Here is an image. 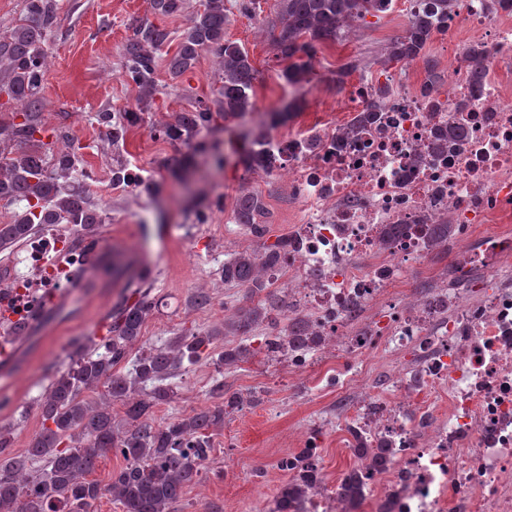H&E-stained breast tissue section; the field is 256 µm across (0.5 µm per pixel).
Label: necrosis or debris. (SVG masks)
Returning a JSON list of instances; mask_svg holds the SVG:
<instances>
[{
  "label": "necrosis or debris",
  "mask_w": 512,
  "mask_h": 512,
  "mask_svg": "<svg viewBox=\"0 0 512 512\" xmlns=\"http://www.w3.org/2000/svg\"><path fill=\"white\" fill-rule=\"evenodd\" d=\"M448 29L484 46L481 83L468 78L470 40L459 41L439 102L408 85L346 141L322 123L305 134L313 150L272 142L299 243L268 278L287 283L290 308L321 336L331 363L319 378L343 420L391 446L386 468H363V498L322 481L289 512H512V12L461 0ZM457 122L463 134L438 149L436 133ZM443 217L465 235L448 244L443 281L395 297L412 266L433 261L421 225ZM386 224L406 230L386 244ZM90 259L61 234L33 235L0 281V309L26 318ZM382 340L396 352L386 392L368 378Z\"/></svg>",
  "instance_id": "obj_1"
}]
</instances>
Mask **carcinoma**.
<instances>
[{"label": "carcinoma", "mask_w": 512, "mask_h": 512, "mask_svg": "<svg viewBox=\"0 0 512 512\" xmlns=\"http://www.w3.org/2000/svg\"><path fill=\"white\" fill-rule=\"evenodd\" d=\"M387 0H277L278 33L273 43L284 62L281 78L285 84L309 81L321 45L342 41L346 31L366 22V17L386 12ZM183 0H150L154 14L171 16L182 10ZM459 8V0H419L409 14L402 36L388 46L387 61H410L419 57L432 38L448 31V18ZM59 9L58 0H24L15 26L0 36V95L7 103L20 106V122L0 126V141H14L18 150L8 157L0 149V200L21 199L24 207L13 212L7 224H0V251L11 252L25 243L35 225L68 224L67 234L81 242L96 241L101 217L91 207L85 189L75 176L76 158L60 135L43 141L46 129L40 121L43 109L41 89L49 56L48 34ZM231 10L224 0H203L202 9L192 16L177 50L166 61L175 79L194 66L203 51L214 53L218 62V86L213 105L201 101L191 111L178 112L160 131L174 141L193 146L202 129H218L216 119L240 118L255 110L256 69L248 51L224 37ZM171 43L170 32L150 24L136 28L123 46L122 57L128 78L138 88V105H146L156 93L157 58ZM487 66L485 50L469 48V71L478 80ZM390 88L373 89L372 103L363 109L365 125L389 100ZM270 138L260 135L243 154L249 169L269 171L273 163ZM266 209L261 195L241 193L235 203L234 222L243 224L258 238L264 236ZM428 245L448 243L450 224L422 225ZM288 251V238L262 246L258 254L238 253L224 262L222 277L246 289L259 302L234 314L224 323L238 346L224 351L222 360L231 364L249 354L254 328L266 324L265 347L272 351L313 348L318 337L306 316L299 313L280 326L288 312L282 290L271 289L266 279ZM155 310L148 294L136 288L125 295L112 311L107 336L100 348L75 360L52 383L39 405L42 428L24 455L8 452L10 439L0 431V512H86L95 501L111 496L123 512H171L205 468L211 453V432L224 426V411L238 402L231 394L224 404L204 408L165 425L156 423L154 408L174 398L171 379L183 363H196L211 345L215 333L185 331L170 344L150 350L132 361L125 376L112 368L126 360L141 338L142 328ZM104 384L109 396L125 406L121 421L108 405L83 396L84 390ZM353 455L375 466L385 453V443L372 446L370 439L348 428ZM116 450L125 465L102 484L91 478L99 459ZM38 458L48 461L41 476L31 474ZM316 482L313 467L299 469L298 478L280 489L277 501L301 496ZM341 496L362 494L359 470L353 469L339 485Z\"/></svg>", "instance_id": "obj_1"}]
</instances>
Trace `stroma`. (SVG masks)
Instances as JSON below:
<instances>
[{"instance_id":"stroma-1","label":"stroma","mask_w":512,"mask_h":512,"mask_svg":"<svg viewBox=\"0 0 512 512\" xmlns=\"http://www.w3.org/2000/svg\"><path fill=\"white\" fill-rule=\"evenodd\" d=\"M59 3L57 23L48 37L51 59L43 82L41 121L48 130L65 134L77 151L91 185L90 202L102 222L94 262L60 293L44 300L26 334L12 336L8 324L0 325V344L11 352L9 364L0 365V429L9 432L15 453L29 448L39 431L38 403L53 379L78 354L101 343L112 310L130 282L141 281L157 304L132 348L136 355L169 343L181 331L206 332L222 326L236 309L252 306L244 288L223 282L222 265L235 254L260 250L286 235L296 213L287 177L243 166L246 137H285L318 121L341 124L343 113L355 108L353 90L360 84L400 78L417 87L432 69L439 77L438 89H445L453 67L444 34L434 36L424 57L386 62L385 50L403 33L409 16L403 0H398L381 17H368L342 43L320 46L306 94L289 102L269 26L277 15V2L258 0L255 16L233 13L226 29L227 38L248 49L257 70V110L244 118L219 120V132L204 131L196 137L207 145L219 143L224 167L218 170L206 154L154 133L172 113L211 101L217 80L211 53H202L191 70L175 79L159 68L153 104L145 109L143 122L129 128L124 142L113 143L98 122L99 113L111 112L120 119L135 104L138 92L125 75L122 59V47L135 28L150 22L182 32L201 0H185L183 13L165 18L151 12L148 0ZM355 57L370 60V68L337 85V70ZM285 110L291 111V118L271 125L270 113ZM178 153L190 159L181 181L165 166ZM119 163L151 170V186L114 189L112 169ZM253 190L262 193L270 213L261 238L233 221L237 197ZM199 288L210 292L211 306L188 309L189 296ZM239 342L232 335L217 337L199 361L180 368L173 380V401L154 409L156 422L165 424L223 403V395L212 391L219 380L226 392L243 400L242 409L225 415L223 429L214 432L209 465L174 504L173 512H263L266 500L288 480L277 462L289 433L328 429L320 456L329 478L342 476L350 463V451L342 446L345 434L335 393L309 388L285 370L272 376L256 347L238 363L224 365L220 356L225 347Z\"/></svg>"}]
</instances>
